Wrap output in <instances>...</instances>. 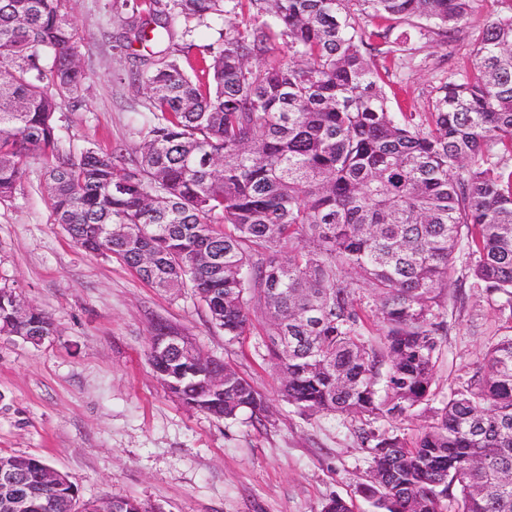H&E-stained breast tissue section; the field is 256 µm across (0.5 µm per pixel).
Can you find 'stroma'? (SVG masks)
<instances>
[{
  "label": "stroma",
  "instance_id": "obj_1",
  "mask_svg": "<svg viewBox=\"0 0 512 512\" xmlns=\"http://www.w3.org/2000/svg\"><path fill=\"white\" fill-rule=\"evenodd\" d=\"M113 0H67L88 79L79 103L55 114L56 150L94 149L138 158L144 97ZM501 0H477L453 41L415 42V65L392 80V108L427 109L439 80L468 59ZM49 163L30 154L15 194L0 200V287L47 313L54 333L41 345L0 336V456L36 455L65 474L80 500L133 498L162 512H322L332 497L360 495L370 456L360 425L306 415L283 400L265 360V320L251 316L238 338L215 327L191 289L164 292L121 261L85 253L55 224ZM439 394L467 380L501 335L493 301L448 299ZM179 328L206 356L234 368L265 398L262 420H219L172 397L148 360L152 324Z\"/></svg>",
  "mask_w": 512,
  "mask_h": 512
}]
</instances>
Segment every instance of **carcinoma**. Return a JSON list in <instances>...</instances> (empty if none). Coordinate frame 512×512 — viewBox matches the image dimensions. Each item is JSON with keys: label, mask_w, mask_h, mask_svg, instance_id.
<instances>
[{"label": "carcinoma", "mask_w": 512, "mask_h": 512, "mask_svg": "<svg viewBox=\"0 0 512 512\" xmlns=\"http://www.w3.org/2000/svg\"><path fill=\"white\" fill-rule=\"evenodd\" d=\"M475 3L113 0L131 8L128 48L181 26L182 45L149 51L134 72L149 120L128 167L91 149L54 155L57 98H78L85 80L66 0H0V199L30 153L52 155L50 207L74 242L94 254L108 244L157 288L192 289L226 336L264 315L281 396L301 413L392 422L436 396L444 298L459 282L456 255L474 259L471 288L495 302L506 334L414 441L361 429L362 494L377 512H512V0L426 111H391L385 81L409 64L414 35L381 21L416 18L417 34L449 36ZM208 19L221 25L186 67L179 56ZM276 46L283 56L268 59ZM118 224L126 233L107 239ZM363 291L380 301L376 344ZM19 325L54 332L40 309L12 321L0 288V335ZM188 348L196 359L148 356L168 393L216 419L267 412L235 369ZM213 365L222 391L208 386ZM0 462L43 498L45 460ZM71 489L51 492L52 512H72Z\"/></svg>", "instance_id": "obj_1"}]
</instances>
